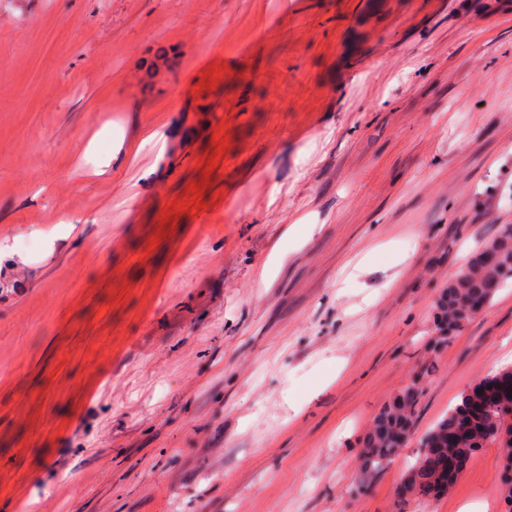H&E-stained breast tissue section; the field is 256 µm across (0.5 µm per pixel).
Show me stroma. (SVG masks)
Masks as SVG:
<instances>
[{
  "label": "stroma",
  "instance_id": "35a3bbf8",
  "mask_svg": "<svg viewBox=\"0 0 512 512\" xmlns=\"http://www.w3.org/2000/svg\"><path fill=\"white\" fill-rule=\"evenodd\" d=\"M507 224L512 0H0V512H504L494 446L401 483L512 363V280L432 341ZM421 395L419 384L414 383L397 393L374 417L361 452L363 470L378 473L394 460L412 434Z\"/></svg>",
  "mask_w": 512,
  "mask_h": 512
}]
</instances>
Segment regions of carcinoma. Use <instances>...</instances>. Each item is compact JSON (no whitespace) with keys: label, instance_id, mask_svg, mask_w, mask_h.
Returning a JSON list of instances; mask_svg holds the SVG:
<instances>
[{"label":"carcinoma","instance_id":"cac0c4a2","mask_svg":"<svg viewBox=\"0 0 512 512\" xmlns=\"http://www.w3.org/2000/svg\"><path fill=\"white\" fill-rule=\"evenodd\" d=\"M511 278L512 226L506 225L498 238L470 256L435 301L436 327L439 331L435 343H447L476 316L470 304L481 302L489 305L497 291ZM507 384L512 385V368H504L464 392L460 401L424 435L421 446L446 448L448 432L458 425L467 426V442L454 449L458 471H463L477 450L495 443V429L505 424L506 416L501 405L506 401L512 402V394L503 396L498 389ZM421 395L419 384L414 383L397 393L374 417L361 452L363 470L378 473L394 460L398 450L412 434ZM407 474L410 475V484L406 489L412 495L437 497L445 490V486L434 478L429 458L423 452Z\"/></svg>","mask_w":512,"mask_h":512}]
</instances>
